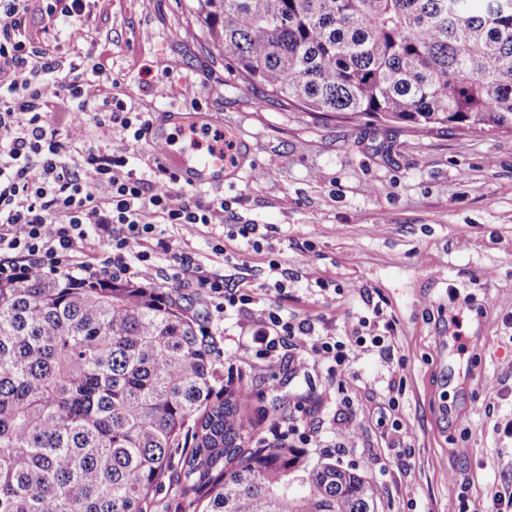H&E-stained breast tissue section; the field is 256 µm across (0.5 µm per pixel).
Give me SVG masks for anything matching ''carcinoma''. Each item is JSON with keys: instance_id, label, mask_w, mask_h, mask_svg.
<instances>
[{"instance_id": "obj_1", "label": "carcinoma", "mask_w": 512, "mask_h": 512, "mask_svg": "<svg viewBox=\"0 0 512 512\" xmlns=\"http://www.w3.org/2000/svg\"><path fill=\"white\" fill-rule=\"evenodd\" d=\"M286 107L512 131V0H190ZM156 288L0 283V512H378L365 474L248 448L244 389Z\"/></svg>"}]
</instances>
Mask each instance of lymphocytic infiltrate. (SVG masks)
<instances>
[{
	"label": "lymphocytic infiltrate",
	"mask_w": 512,
	"mask_h": 512,
	"mask_svg": "<svg viewBox=\"0 0 512 512\" xmlns=\"http://www.w3.org/2000/svg\"><path fill=\"white\" fill-rule=\"evenodd\" d=\"M87 0H0V282L66 274L82 279L110 278L135 283L153 280L160 256H167L169 281L195 270L189 254H174L163 225L183 235L199 227L225 222L229 201L202 202L179 186L160 151H153L149 174L132 167L141 159L152 129L148 113H130L120 95L104 98L97 126L120 125L123 149L112 153L86 149L81 163L62 158V143H79L85 130L63 125L61 115L83 102L90 84H108L112 71L96 51L77 53L64 61L48 45L26 35L32 6L50 20H64L69 41L84 27ZM97 235H90V228ZM99 243L98 261H90L92 243ZM200 287L217 313L235 317L250 332L241 354L252 367L278 362L293 371L324 365L329 389L347 394L351 362L380 351L395 334L396 323L383 319L374 305V320L360 318L342 336L322 334L310 319L289 316L288 271L280 259L268 262L262 292L268 306L259 322H251L254 289L233 274L213 277L198 271Z\"/></svg>",
	"instance_id": "f902f5d3"
}]
</instances>
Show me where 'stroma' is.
<instances>
[{
    "instance_id": "stroma-1",
    "label": "stroma",
    "mask_w": 512,
    "mask_h": 512,
    "mask_svg": "<svg viewBox=\"0 0 512 512\" xmlns=\"http://www.w3.org/2000/svg\"><path fill=\"white\" fill-rule=\"evenodd\" d=\"M186 3L89 0L85 30L127 103L149 113L175 153L207 152L179 140L177 114L215 121L250 144L255 171L199 192L206 202L235 199L239 221L275 227L293 275L290 314L341 336L339 312L368 317L378 303L397 327L390 359L355 358L350 410L329 394L321 366L295 374L237 363L240 330L211 308L196 278L164 284L216 341L225 386H249L253 445L269 444L270 420L297 418L304 401L325 442L307 449L308 460L362 471L378 512H461L462 497L488 508L495 494L512 495V131L422 136L407 125L283 109L204 50ZM189 85L195 109L184 99ZM98 105L89 100L68 119L85 127L87 145L118 150L121 132L95 124ZM223 231L212 224L185 238L170 225L166 237L220 275L211 243ZM318 278L325 291L313 289ZM459 328L470 339L464 356L452 342ZM396 417L402 431L385 434L380 419ZM347 427L358 430L354 446L330 450Z\"/></svg>"
}]
</instances>
